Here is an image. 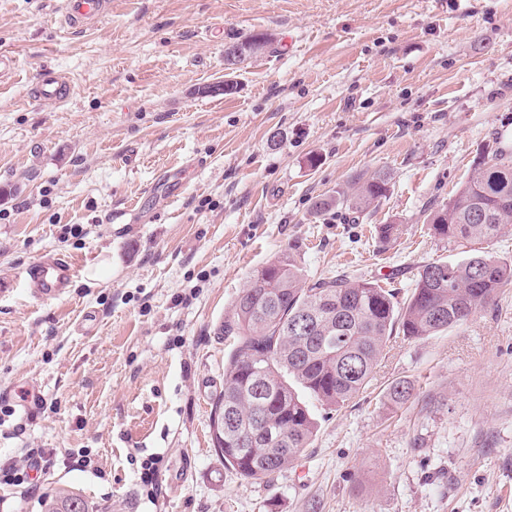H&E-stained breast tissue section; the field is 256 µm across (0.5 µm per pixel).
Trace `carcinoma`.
<instances>
[{
  "instance_id": "cac0c4a2",
  "label": "carcinoma",
  "mask_w": 512,
  "mask_h": 512,
  "mask_svg": "<svg viewBox=\"0 0 512 512\" xmlns=\"http://www.w3.org/2000/svg\"><path fill=\"white\" fill-rule=\"evenodd\" d=\"M386 191L385 177L377 175L316 208L336 205L361 215ZM427 220L434 236L472 249L459 262L420 266L402 303L377 283L347 277L306 282L287 254L253 273L224 321L229 351L212 432L225 466L252 479L287 469L317 427L301 393L329 410L345 405L371 383L393 333L422 339L461 325L512 283V262L480 248L512 224V149L500 147L479 162ZM414 390L408 380L395 381L387 397L401 406ZM43 512H86V505L60 495L47 500Z\"/></svg>"
}]
</instances>
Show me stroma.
I'll return each instance as SVG.
<instances>
[{"instance_id": "obj_1", "label": "stroma", "mask_w": 512, "mask_h": 512, "mask_svg": "<svg viewBox=\"0 0 512 512\" xmlns=\"http://www.w3.org/2000/svg\"><path fill=\"white\" fill-rule=\"evenodd\" d=\"M62 4L0 0V473L20 476H0V512L63 494L88 512H512V284L462 325L391 337L273 478L225 468L211 428L220 326L254 270L289 254L402 301L420 266L460 256L426 216L512 146V0H111L80 30ZM46 70L66 103L33 100ZM377 174L386 196L359 220L316 210ZM58 253L79 275L38 301L23 272Z\"/></svg>"}]
</instances>
